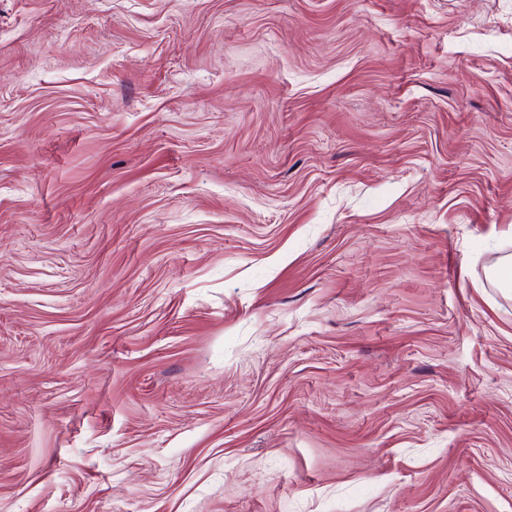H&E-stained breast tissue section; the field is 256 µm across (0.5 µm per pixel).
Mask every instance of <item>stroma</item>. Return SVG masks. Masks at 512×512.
Segmentation results:
<instances>
[{"instance_id":"stroma-1","label":"stroma","mask_w":512,"mask_h":512,"mask_svg":"<svg viewBox=\"0 0 512 512\" xmlns=\"http://www.w3.org/2000/svg\"><path fill=\"white\" fill-rule=\"evenodd\" d=\"M512 0H0V512H512Z\"/></svg>"}]
</instances>
